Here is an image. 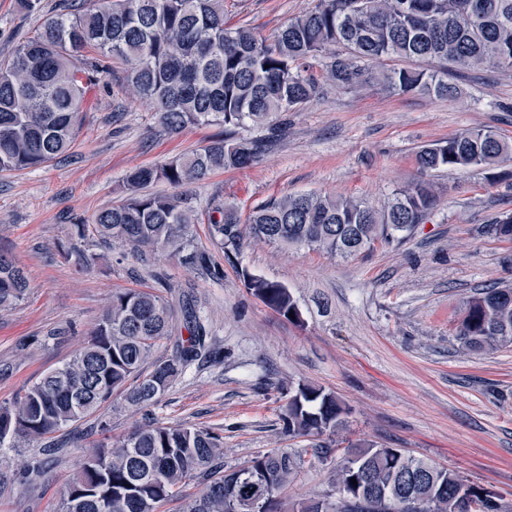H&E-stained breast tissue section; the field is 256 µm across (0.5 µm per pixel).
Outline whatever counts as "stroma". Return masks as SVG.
<instances>
[{
    "mask_svg": "<svg viewBox=\"0 0 512 512\" xmlns=\"http://www.w3.org/2000/svg\"><path fill=\"white\" fill-rule=\"evenodd\" d=\"M316 3L225 0V11L230 23L268 37ZM39 22L20 13L16 0H0V58L12 55ZM456 84L454 100L324 84L319 99L289 113L284 135L256 164L216 169L181 189L194 210L217 200L246 213L290 193L375 203L411 184L430 185L437 205L423 223L366 256L332 257L250 239L227 254L202 223L190 234L219 269L216 277L165 254L140 261L116 244L100 249L90 268L65 261L58 245L70 224L121 203L127 173L190 154L220 131L194 125L167 133L117 78L89 91L86 120L68 156L0 173V251L29 281L23 299L0 313V404L69 361L116 291L196 297L213 348L154 405L132 406L116 395L65 428L74 447L29 486L19 479L40 441L0 448V512H55L86 452L151 417L212 428L223 438L228 469L270 448L307 451L308 440L288 436L281 419L289 386L301 381L334 392L349 413L332 459H308L284 493L288 500L335 502L332 470L351 443L368 440L454 470L512 512V347L463 352L453 338L468 297L512 284V241L486 232L494 217L512 212V177L493 182L480 170L445 169L424 176L416 163L422 146L465 129L488 128L512 142V73L467 71ZM244 269L287 286L303 325L252 296Z\"/></svg>",
    "mask_w": 512,
    "mask_h": 512,
    "instance_id": "stroma-1",
    "label": "stroma"
}]
</instances>
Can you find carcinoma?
I'll return each mask as SVG.
<instances>
[{"instance_id": "obj_1", "label": "carcinoma", "mask_w": 512, "mask_h": 512, "mask_svg": "<svg viewBox=\"0 0 512 512\" xmlns=\"http://www.w3.org/2000/svg\"><path fill=\"white\" fill-rule=\"evenodd\" d=\"M325 59L324 78L341 89L370 81L397 94L453 98L456 72L512 70V0H318L269 38L224 16V0H58L17 47L0 60V173L42 167L66 154L83 124L86 97L100 77L121 67L128 93L153 105L162 127L177 133L190 125L224 127L190 155L136 169L124 181L123 202L101 209L92 224L70 225V245L61 248L80 268L95 255L80 243L118 242L137 257L169 252L193 269L212 271L210 256L192 245L196 211L178 197L147 193L154 183L180 187L203 180L215 167L243 169L256 163L282 131L281 117L320 97L322 85L306 64ZM380 58L403 65L372 72ZM265 127L257 140L235 136L245 124ZM423 172L441 169L495 170L512 163V143L489 129H468L422 147ZM436 205L423 185L394 191L382 204L330 194L298 193L272 198L247 215L234 205L207 212L211 236L224 254L246 238L273 245L306 246L331 256L351 257L390 243L422 223ZM495 237L512 240V213L487 225ZM247 288L284 318L300 309L285 285L242 271ZM24 270L0 254V312L24 296ZM181 321L188 336L175 337ZM175 339L165 360L149 362L162 340ZM455 339L464 351L512 346V287L483 288L463 304ZM209 352V330L197 305L184 296L173 303L154 291L127 289L112 301L86 345L67 363L0 405V447L46 439L45 456L28 464L23 485L46 470L59 452L55 434L96 411L112 395L130 405L154 404L172 380ZM346 409L322 387L300 383L282 416L292 436L310 437L311 454L324 461L334 452ZM304 465L301 455L273 449L242 467L224 468L223 438L196 426L153 421L102 442L84 456L68 480L56 512H160L183 499L182 512H285L279 492ZM357 484H352L351 479ZM205 481L190 496L183 488ZM339 494L332 512H501L496 497L468 485L454 471L398 448L352 444L334 468Z\"/></svg>"}]
</instances>
